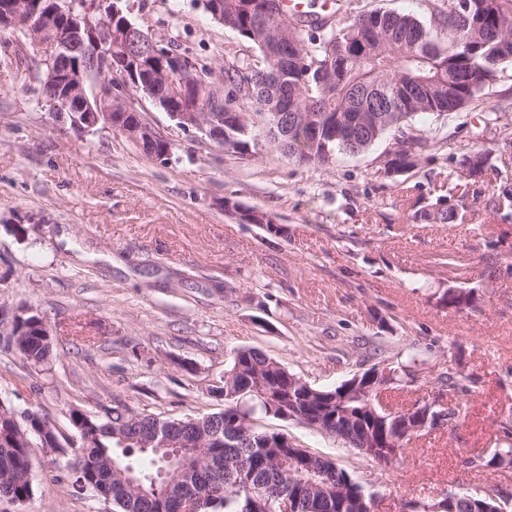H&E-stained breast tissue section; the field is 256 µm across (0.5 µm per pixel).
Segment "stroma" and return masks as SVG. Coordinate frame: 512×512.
Here are the masks:
<instances>
[{
    "instance_id": "stroma-1",
    "label": "stroma",
    "mask_w": 512,
    "mask_h": 512,
    "mask_svg": "<svg viewBox=\"0 0 512 512\" xmlns=\"http://www.w3.org/2000/svg\"><path fill=\"white\" fill-rule=\"evenodd\" d=\"M122 6L156 39L213 67L238 45L202 0ZM13 39L0 31V304L35 309L55 337L39 367L0 345L1 400L48 414L69 439L71 407L100 416L120 401L170 418L223 409L209 390L241 347L322 389L369 368L373 350L394 366L411 354V375L383 392L384 403L436 402L463 416L413 441L402 463L379 464L292 421L267 424L386 494L381 512L490 485L512 493V467L476 473L464 464L501 445L512 419V215L488 207L498 157L475 180L430 147L415 168L392 175L386 135L330 166L299 167L259 128L245 164L130 96L173 146L163 163L120 132L56 120L31 93ZM503 107L489 127L477 109L413 125L426 137L439 130L453 148L487 149L512 134V105ZM440 198L456 220L416 219ZM228 199L267 211L278 231L240 223L225 212ZM453 290L469 293L467 307L444 305ZM450 366L471 378L468 393L440 383ZM76 454L34 449L31 499L2 502L0 512H112L74 489Z\"/></svg>"
}]
</instances>
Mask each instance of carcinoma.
Wrapping results in <instances>:
<instances>
[{
	"mask_svg": "<svg viewBox=\"0 0 512 512\" xmlns=\"http://www.w3.org/2000/svg\"><path fill=\"white\" fill-rule=\"evenodd\" d=\"M41 6L52 19L55 33L68 35L71 13L85 0H27ZM220 24L238 35L249 53L224 58L219 72L224 93L213 91L201 107L224 114V124L211 140L241 160L253 157L251 130L266 129L274 148L298 166L325 167L342 151L360 152L387 133L396 148L385 162L398 174L415 167L429 138L412 129L423 113L439 116L461 112L484 98L505 66H512V0H424V16L380 8L350 14L344 4L327 17L301 21L302 15L284 12L290 20L279 26L268 14V0H222ZM147 58H112L101 64L103 79L115 75L145 80L192 65L206 72L207 64L178 54L160 40ZM42 57L31 59L37 99H51L58 85L46 76ZM254 107L246 121L237 113ZM170 143L153 131L142 135L140 151L147 157L164 153ZM498 193L488 200L491 210H512V169H496ZM43 317L32 311L12 326H0V337L28 363H47L52 341L43 336ZM227 372L235 373L220 393L224 409L200 412L184 419L160 418L117 403L99 417L70 408L69 424L83 462L75 483L87 485L116 507V512H179L189 495L204 497L200 512H253L241 486L271 485L297 505L298 512H372L374 493L331 458L313 453L305 462L292 460L283 433L266 429L257 420L270 413L269 400L298 414L296 423L321 420L333 424L335 436L362 454L366 441L402 436L405 411L377 415L365 410L346 391L343 381L321 395L306 388L288 390L286 366L258 348L234 351ZM457 393L469 391L471 378L453 367L439 376ZM259 382L262 394L239 393ZM46 416L19 412L0 403V494L29 500L36 474L29 452L33 441L47 439L63 452L59 438L44 431ZM506 445L488 455L467 459L478 472L512 464V427L503 426ZM166 440L172 447L151 444ZM505 491L493 485L483 495L452 494L421 508L442 512H498Z\"/></svg>",
	"mask_w": 512,
	"mask_h": 512,
	"instance_id": "1",
	"label": "carcinoma"
}]
</instances>
